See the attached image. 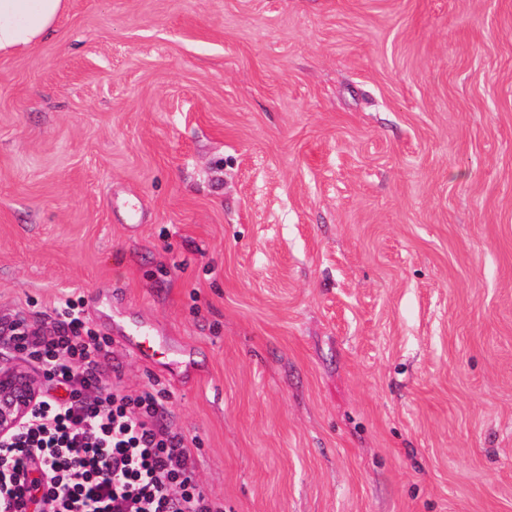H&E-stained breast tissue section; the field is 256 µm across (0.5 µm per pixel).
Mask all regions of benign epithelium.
I'll return each instance as SVG.
<instances>
[{
	"instance_id": "obj_1",
	"label": "benign epithelium",
	"mask_w": 512,
	"mask_h": 512,
	"mask_svg": "<svg viewBox=\"0 0 512 512\" xmlns=\"http://www.w3.org/2000/svg\"><path fill=\"white\" fill-rule=\"evenodd\" d=\"M40 396L37 376L21 365L0 364V441L27 424Z\"/></svg>"
}]
</instances>
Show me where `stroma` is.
I'll return each instance as SVG.
<instances>
[{
	"instance_id": "1",
	"label": "stroma",
	"mask_w": 512,
	"mask_h": 512,
	"mask_svg": "<svg viewBox=\"0 0 512 512\" xmlns=\"http://www.w3.org/2000/svg\"><path fill=\"white\" fill-rule=\"evenodd\" d=\"M66 297L224 512H512V0H68L0 58V319ZM113 324L120 330L118 337L121 343L141 358L159 362L172 369L190 363L187 354L169 346L152 325L138 319L113 321ZM158 356L161 360H156Z\"/></svg>"
}]
</instances>
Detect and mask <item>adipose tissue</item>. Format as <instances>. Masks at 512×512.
Here are the masks:
<instances>
[{
    "instance_id": "ef3b65f1",
    "label": "adipose tissue",
    "mask_w": 512,
    "mask_h": 512,
    "mask_svg": "<svg viewBox=\"0 0 512 512\" xmlns=\"http://www.w3.org/2000/svg\"><path fill=\"white\" fill-rule=\"evenodd\" d=\"M66 0H0V57L18 55L47 38Z\"/></svg>"
}]
</instances>
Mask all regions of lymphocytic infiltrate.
Returning a JSON list of instances; mask_svg holds the SVG:
<instances>
[{
    "instance_id": "1",
    "label": "lymphocytic infiltrate",
    "mask_w": 512,
    "mask_h": 512,
    "mask_svg": "<svg viewBox=\"0 0 512 512\" xmlns=\"http://www.w3.org/2000/svg\"><path fill=\"white\" fill-rule=\"evenodd\" d=\"M9 346L50 383L26 427L0 441V512H224L196 483L170 393L137 395L98 375L101 347L72 299L49 325L5 321Z\"/></svg>"
}]
</instances>
